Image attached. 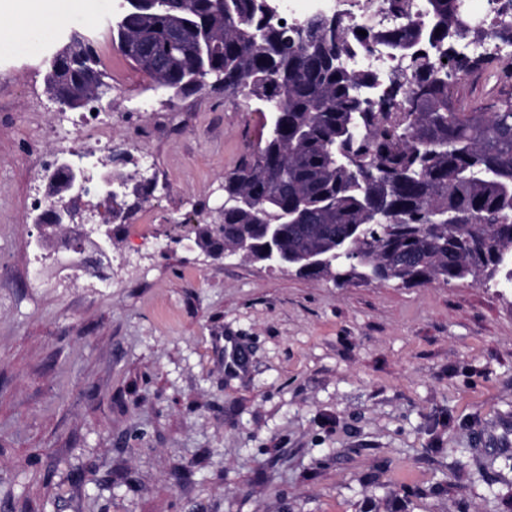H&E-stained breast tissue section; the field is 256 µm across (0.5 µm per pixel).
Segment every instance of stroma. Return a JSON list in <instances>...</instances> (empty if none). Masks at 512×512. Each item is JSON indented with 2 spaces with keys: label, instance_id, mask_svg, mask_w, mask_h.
Returning <instances> with one entry per match:
<instances>
[{
  "label": "stroma",
  "instance_id": "stroma-1",
  "mask_svg": "<svg viewBox=\"0 0 512 512\" xmlns=\"http://www.w3.org/2000/svg\"><path fill=\"white\" fill-rule=\"evenodd\" d=\"M84 0L0 50V512H512V289L338 286L210 255L194 227L268 132L223 91L168 101ZM96 43L101 115L148 154L112 286L50 275L42 159L79 145L46 60Z\"/></svg>",
  "mask_w": 512,
  "mask_h": 512
}]
</instances>
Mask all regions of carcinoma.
<instances>
[{
	"label": "carcinoma",
	"instance_id": "cac0c4a2",
	"mask_svg": "<svg viewBox=\"0 0 512 512\" xmlns=\"http://www.w3.org/2000/svg\"><path fill=\"white\" fill-rule=\"evenodd\" d=\"M406 17L394 30L366 29L340 17H313L294 31L261 0H159L127 4L110 33L135 67L178 99L207 87L242 95L270 114V132L252 159L224 178L231 200L220 224L199 232L214 253L239 246L263 262L264 225L285 209L301 224H282L278 246L290 254L318 249L329 258L312 278L364 279L402 286L471 282L512 286V62L475 59L462 48L463 0H386ZM429 47L425 60L412 53ZM375 47L409 62L408 75L385 85L373 112L361 109L355 87L377 76L355 73L345 61ZM488 97L471 103L478 77ZM155 184L134 189L112 219L148 201ZM246 195L251 205L233 203ZM454 222L433 223L434 216ZM351 243L358 266L338 256Z\"/></svg>",
	"mask_w": 512,
	"mask_h": 512
}]
</instances>
